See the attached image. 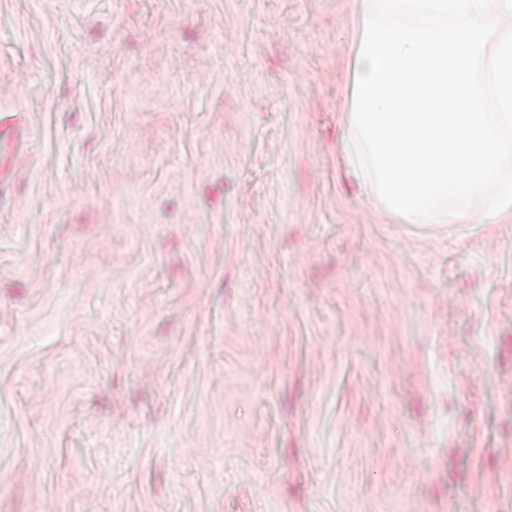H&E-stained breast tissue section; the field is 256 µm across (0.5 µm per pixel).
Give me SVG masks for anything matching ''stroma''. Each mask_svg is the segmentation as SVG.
<instances>
[{"instance_id":"35a3bbf8","label":"stroma","mask_w":512,"mask_h":512,"mask_svg":"<svg viewBox=\"0 0 512 512\" xmlns=\"http://www.w3.org/2000/svg\"><path fill=\"white\" fill-rule=\"evenodd\" d=\"M350 0H0V512H512V222L344 166Z\"/></svg>"}]
</instances>
